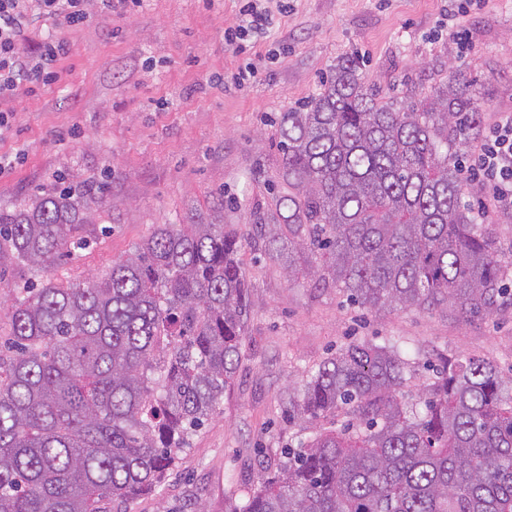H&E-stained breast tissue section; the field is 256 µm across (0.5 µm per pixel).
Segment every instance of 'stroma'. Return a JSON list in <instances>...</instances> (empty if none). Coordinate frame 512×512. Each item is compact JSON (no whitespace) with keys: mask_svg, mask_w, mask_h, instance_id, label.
Instances as JSON below:
<instances>
[{"mask_svg":"<svg viewBox=\"0 0 512 512\" xmlns=\"http://www.w3.org/2000/svg\"><path fill=\"white\" fill-rule=\"evenodd\" d=\"M239 7L238 0H145L125 13L90 0L92 18L77 27L33 14L24 50L38 53L54 31L68 52L54 64V83L0 106L9 117L0 154L14 158L0 174V208L41 187L105 186L95 222L82 228L88 248L47 268L0 267L1 326L15 288L105 276L157 225L213 217L216 198L224 200L225 223L245 233L249 314L235 382L156 494L127 512H194L200 504L226 512L230 497L256 485L263 460L311 437L310 424L288 422L283 403L347 344L399 346L410 362L401 391L408 402L419 394L425 364L446 355L512 370L511 313L367 312L336 289L288 279L254 227L256 212L274 209L280 194L281 113L307 104L342 59L358 58L365 85L400 100L438 87L455 69L472 82L482 128L512 113V0L471 10L474 48L466 55L448 37L455 0H271L266 37L235 54L224 30ZM248 63L258 80L224 88L221 76Z\"/></svg>","mask_w":512,"mask_h":512,"instance_id":"1","label":"stroma"}]
</instances>
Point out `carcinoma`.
I'll return each instance as SVG.
<instances>
[{
	"label": "carcinoma",
	"instance_id": "carcinoma-1",
	"mask_svg": "<svg viewBox=\"0 0 512 512\" xmlns=\"http://www.w3.org/2000/svg\"><path fill=\"white\" fill-rule=\"evenodd\" d=\"M279 128L286 193L255 228L289 278L375 313L512 309V250L462 202L461 150L481 135L465 76L404 105L352 57ZM102 203L80 185L0 208V266L43 268L86 245ZM242 239L198 215L157 225L103 279L16 289L0 336V512H111L156 493L234 381ZM408 367L370 342L321 360L288 417L347 424L266 461L228 512H512V377L442 357L414 407Z\"/></svg>",
	"mask_w": 512,
	"mask_h": 512
}]
</instances>
